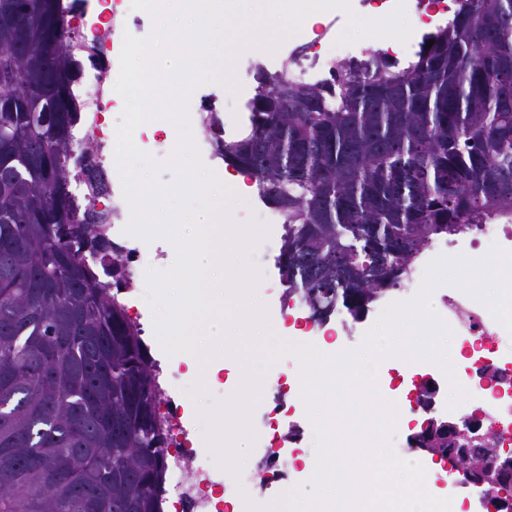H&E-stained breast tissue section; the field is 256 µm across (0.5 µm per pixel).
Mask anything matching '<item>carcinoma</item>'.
<instances>
[{
  "label": "carcinoma",
  "mask_w": 512,
  "mask_h": 512,
  "mask_svg": "<svg viewBox=\"0 0 512 512\" xmlns=\"http://www.w3.org/2000/svg\"><path fill=\"white\" fill-rule=\"evenodd\" d=\"M430 40L406 68L372 56L315 85L257 71L235 139L205 118L282 215L281 283L316 324L512 215V0H458ZM79 76L62 0H0V512H162L158 372L108 217L68 190ZM489 463L479 448L456 472Z\"/></svg>",
  "instance_id": "1"
}]
</instances>
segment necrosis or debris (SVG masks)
<instances>
[{
  "mask_svg": "<svg viewBox=\"0 0 512 512\" xmlns=\"http://www.w3.org/2000/svg\"><path fill=\"white\" fill-rule=\"evenodd\" d=\"M128 0H112V11L106 19L93 20L82 11H74L71 27L75 41L98 43L110 49L102 58L91 80L77 85L80 110L75 136L90 140L98 164H114L116 135L103 124L101 115L109 111L118 100L115 83L120 69V54L124 33L128 28ZM420 14V24L406 47L394 49L388 39L371 41L368 51H356L352 46L337 45L342 11H330V20L321 28L318 37L311 40L306 53H299L290 43H283L275 54H260L259 64L266 71H287L298 83L314 84L327 79L339 64L358 65L367 52L380 53L396 65L404 66L417 55L424 36L448 23L454 0H405ZM111 217L110 232L119 239V247L130 276H137L141 267L160 263L161 252L147 248L145 242L124 231L130 219V206L124 196L121 179H114L111 190L98 203ZM481 245H443L427 249L425 260L439 256L462 255L479 259L485 257L492 246L512 251V224H489L483 231ZM438 315L462 341V354L467 361L465 390L470 403L475 404L473 414L484 427L490 429L491 442L498 448L512 447V333L508 332L480 301L458 287L438 289ZM164 512H222L223 505L205 491L210 481L209 456L196 448L165 450Z\"/></svg>",
  "mask_w": 512,
  "mask_h": 512,
  "instance_id": "necrosis-or-debris-1",
  "label": "necrosis or debris"
}]
</instances>
